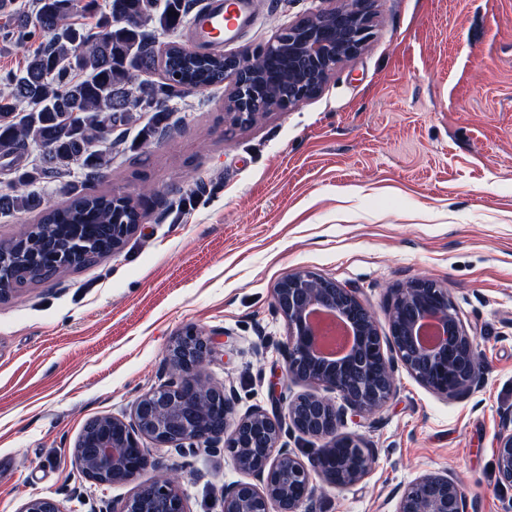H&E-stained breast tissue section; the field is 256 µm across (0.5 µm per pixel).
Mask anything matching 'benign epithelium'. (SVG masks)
<instances>
[{
	"mask_svg": "<svg viewBox=\"0 0 512 512\" xmlns=\"http://www.w3.org/2000/svg\"><path fill=\"white\" fill-rule=\"evenodd\" d=\"M373 0H343L337 8L311 12L282 28L268 43L224 55V119L245 127L270 110H290L315 96L336 69L359 54L374 27ZM283 56L288 90L254 106L252 85L268 78V61ZM137 224L112 225V252L121 250ZM39 262L54 270L73 264L68 253L49 252ZM274 309L288 326L285 375L311 391L291 397L287 416L255 406L240 415L233 387L210 385L198 376L213 357L208 335L182 331L168 346L165 365L172 377L135 400L131 418L104 414L85 425L75 447V464L99 486L134 482L133 493L103 512H187L175 479L148 473L170 453H222L246 481L224 485L221 512H317L315 478L339 487L356 485L371 472L375 449L344 432L348 418L370 415L396 394L394 372L402 366L422 386L444 397L473 393L483 366L473 337L448 296L430 281L397 290L388 305L389 330L381 335L357 291L308 271L294 272L273 289ZM315 313L348 324L352 347L329 360L316 349ZM337 395L331 399L320 394ZM224 408V430L206 427V407ZM299 434L324 441L307 459L283 442ZM495 460L498 483L512 487V410L499 418ZM395 512H469L461 481L446 472H429L393 492ZM18 512H66L49 497L32 496Z\"/></svg>",
	"mask_w": 512,
	"mask_h": 512,
	"instance_id": "1",
	"label": "benign epithelium"
}]
</instances>
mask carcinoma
Returning a JSON list of instances; mask_svg holds the SVG:
<instances>
[{
    "instance_id": "obj_1",
    "label": "carcinoma",
    "mask_w": 512,
    "mask_h": 512,
    "mask_svg": "<svg viewBox=\"0 0 512 512\" xmlns=\"http://www.w3.org/2000/svg\"><path fill=\"white\" fill-rule=\"evenodd\" d=\"M76 0H37L35 15L15 17L18 42L41 35L46 42L26 66L5 80L0 92V156L11 158L16 182L0 191V214L37 213L38 238L23 234L8 248L40 251L48 246L85 249L76 263L84 267L112 250V225L138 224L139 201L114 204L112 194L97 192L112 147V132L152 117L140 134L163 136L168 104L201 93L224 82V54L187 56L180 43L171 42L164 57L155 54L147 26L176 32L188 24L192 0H109L108 12L96 26L69 21ZM132 17L131 25L117 17ZM40 160L21 163L30 147ZM77 168L80 180L64 185L67 202L47 205L35 186L61 178ZM23 285L46 280L39 269H16Z\"/></svg>"
}]
</instances>
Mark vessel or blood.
I'll return each mask as SVG.
<instances>
[{
    "label": "vessel or blood",
    "mask_w": 512,
    "mask_h": 512,
    "mask_svg": "<svg viewBox=\"0 0 512 512\" xmlns=\"http://www.w3.org/2000/svg\"><path fill=\"white\" fill-rule=\"evenodd\" d=\"M252 16L250 0H208L192 20L195 39L221 44L234 39Z\"/></svg>",
    "instance_id": "b4317fda"
}]
</instances>
